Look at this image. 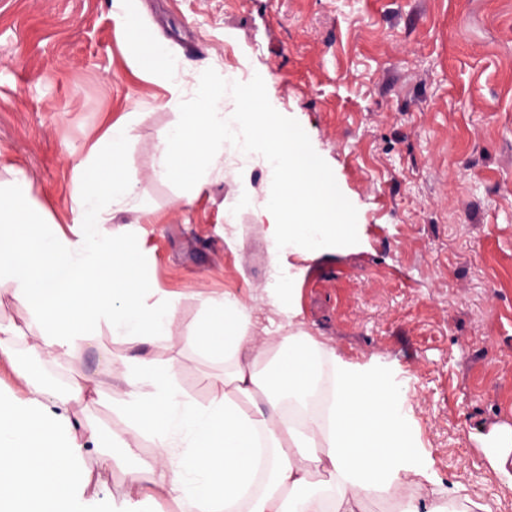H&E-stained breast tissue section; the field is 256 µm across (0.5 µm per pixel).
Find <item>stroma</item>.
Segmentation results:
<instances>
[{
	"label": "stroma",
	"instance_id": "35a3bbf8",
	"mask_svg": "<svg viewBox=\"0 0 512 512\" xmlns=\"http://www.w3.org/2000/svg\"><path fill=\"white\" fill-rule=\"evenodd\" d=\"M160 47L235 77L271 73L270 107L298 130L350 212L346 241L290 255L297 321L345 358L389 367L411 395L433 478L462 477L491 512H512L482 438L512 425V0H139ZM112 0H0V180L26 169L61 213L68 153L89 146L104 111L135 112L127 155L151 223L134 232L161 288L181 296L173 335L199 319L198 293L227 290L272 316L263 228L225 211L241 161L225 152L191 206L154 180V146L175 121L151 108L161 82L135 76ZM111 336L50 359L53 378H98L123 352ZM153 354L180 384L210 393L184 343ZM90 487L120 491L148 459L113 448Z\"/></svg>",
	"mask_w": 512,
	"mask_h": 512
}]
</instances>
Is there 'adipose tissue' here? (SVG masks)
Here are the masks:
<instances>
[{
	"label": "adipose tissue",
	"instance_id": "ef3b65f1",
	"mask_svg": "<svg viewBox=\"0 0 512 512\" xmlns=\"http://www.w3.org/2000/svg\"><path fill=\"white\" fill-rule=\"evenodd\" d=\"M137 0H112V18L127 33L126 58L163 82L160 107L177 119L160 135L153 179L180 186L188 205L205 172L233 147L243 162L261 161L270 185L255 192L242 172L235 219L245 209L265 225L272 268L283 256L316 254L349 230L347 203L313 162L303 135L278 122L266 106L269 73L248 84L202 67L192 84L185 64L145 35ZM138 115L104 116L102 133L71 153L75 189L62 230L34 193L29 173L9 167L0 182V288L25 309L37 330L27 335L0 321V363L19 397L0 396V512H141L148 499L174 502L178 512H368L374 498L396 496L394 512H459L470 498L463 481L431 490L421 509V454L405 387L375 364H357L294 328L290 281L277 279L269 303L288 335H258L253 311L233 294H198L200 317L185 338L200 359L221 364L199 400L151 352L170 340L179 299L159 288L136 238L106 239L102 224L136 211L138 182L126 157ZM122 340L128 353L107 359L101 379L57 389L39 371L43 355H68L98 342ZM112 390L122 426L107 432L76 417L73 404ZM486 456L512 496V426L486 437ZM149 461L125 472L117 495L87 496L78 460L109 468V447Z\"/></svg>",
	"mask_w": 512,
	"mask_h": 512
}]
</instances>
